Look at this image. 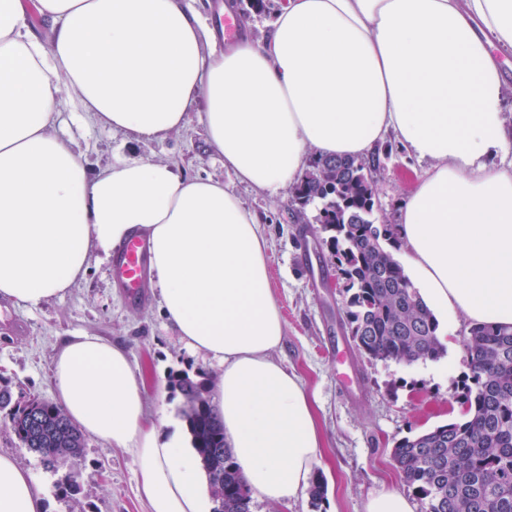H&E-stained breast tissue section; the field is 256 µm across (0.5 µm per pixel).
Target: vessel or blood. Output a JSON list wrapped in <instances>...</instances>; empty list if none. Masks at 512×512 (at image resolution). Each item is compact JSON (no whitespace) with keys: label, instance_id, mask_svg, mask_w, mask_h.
<instances>
[{"label":"vessel or blood","instance_id":"obj_1","mask_svg":"<svg viewBox=\"0 0 512 512\" xmlns=\"http://www.w3.org/2000/svg\"><path fill=\"white\" fill-rule=\"evenodd\" d=\"M150 276L149 240L134 234L112 257V280L130 302L139 303L146 297Z\"/></svg>","mask_w":512,"mask_h":512}]
</instances>
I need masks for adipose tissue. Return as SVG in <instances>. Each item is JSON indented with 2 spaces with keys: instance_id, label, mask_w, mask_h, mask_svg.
Returning a JSON list of instances; mask_svg holds the SVG:
<instances>
[{
  "instance_id": "ef3b65f1",
  "label": "adipose tissue",
  "mask_w": 512,
  "mask_h": 512,
  "mask_svg": "<svg viewBox=\"0 0 512 512\" xmlns=\"http://www.w3.org/2000/svg\"><path fill=\"white\" fill-rule=\"evenodd\" d=\"M0 0V297H63L137 231L151 241L162 311L185 347L224 368L212 409L248 487L301 496L322 455L302 378L276 357L285 334L265 234L223 183L168 162L97 173L63 136L81 116L140 141L200 108L235 179L275 197L310 152L369 155L394 138L429 167L396 232L428 305L512 325V0H283L267 39L218 49L184 0ZM58 406L85 434L136 460L148 512H209L181 433L161 440L127 350L81 332L53 359ZM0 512H45L41 485L0 452Z\"/></svg>"
}]
</instances>
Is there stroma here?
I'll list each match as a JSON object with an SVG mask.
<instances>
[{
	"label": "stroma",
	"instance_id": "35a3bbf8",
	"mask_svg": "<svg viewBox=\"0 0 512 512\" xmlns=\"http://www.w3.org/2000/svg\"><path fill=\"white\" fill-rule=\"evenodd\" d=\"M71 133L90 172L118 158L171 162L188 176L222 182L258 217L267 238L270 284L286 323L277 356L303 378L313 399L323 439L320 472L326 495L316 505L306 495L285 507L254 497L250 512H366L373 496L406 491L392 449L402 437L459 418L462 407L455 387L470 372L463 344L468 324L449 326L450 343L440 360L410 367L370 361L357 353L345 325L347 293L338 286L340 270L314 220L315 206L300 214L290 205V191L268 197L238 183L207 143L198 111L190 112L180 132L162 141L136 142L92 121ZM381 148L377 215L394 224L428 164L394 139H386ZM111 267V261L92 259L81 285L37 308L0 299V377L9 381L15 399L53 400L52 361L59 343L77 332L94 333L128 350L144 375L158 431L171 434L182 423V398L168 386L170 372L201 370L216 379L222 368L183 346L161 314L157 288H150L146 302L127 303L112 285ZM0 452L12 454L37 476L46 512H147L137 466L123 449L85 439L78 478L83 495L78 500L58 490L68 468L44 466L1 422Z\"/></svg>",
	"mask_w": 512,
	"mask_h": 512
}]
</instances>
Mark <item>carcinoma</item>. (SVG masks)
I'll use <instances>...</instances> for the list:
<instances>
[{
  "label": "carcinoma",
  "mask_w": 512,
  "mask_h": 512,
  "mask_svg": "<svg viewBox=\"0 0 512 512\" xmlns=\"http://www.w3.org/2000/svg\"><path fill=\"white\" fill-rule=\"evenodd\" d=\"M379 152L369 158L315 155L293 187L291 206L317 207L349 297L345 317L357 351L371 361L413 366L445 355L438 322L390 247L393 225L375 222ZM470 375L457 383L460 419L397 441L393 460L424 512H512V326L474 324L464 337ZM181 415L208 479L212 512H248L245 482L224 454V428L210 410L206 373H171ZM0 413L47 467L81 454L84 435L54 403L13 401L0 385Z\"/></svg>",
  "instance_id": "1"
}]
</instances>
